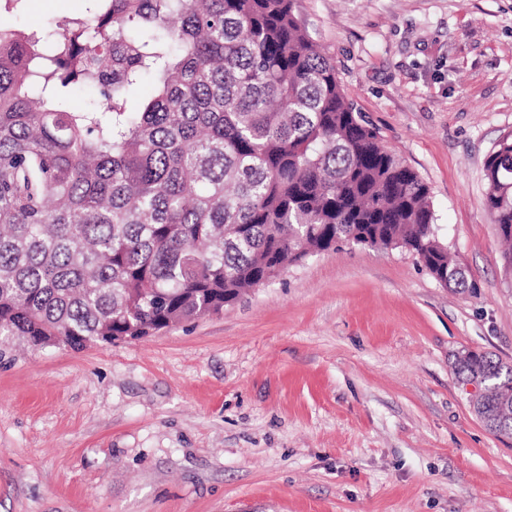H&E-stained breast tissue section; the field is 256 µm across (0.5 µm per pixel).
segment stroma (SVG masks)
<instances>
[{
	"mask_svg": "<svg viewBox=\"0 0 512 512\" xmlns=\"http://www.w3.org/2000/svg\"><path fill=\"white\" fill-rule=\"evenodd\" d=\"M85 0H23L46 31ZM347 97L429 186L466 269L309 257L218 314L74 351L0 346V512H512V437L457 353L512 363L484 165L512 133V0H294Z\"/></svg>",
	"mask_w": 512,
	"mask_h": 512,
	"instance_id": "35a3bbf8",
	"label": "stroma"
}]
</instances>
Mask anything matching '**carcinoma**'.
I'll use <instances>...</instances> for the list:
<instances>
[{"label": "carcinoma", "instance_id": "carcinoma-1", "mask_svg": "<svg viewBox=\"0 0 512 512\" xmlns=\"http://www.w3.org/2000/svg\"><path fill=\"white\" fill-rule=\"evenodd\" d=\"M37 37L0 22V338L81 350L218 313L368 237L445 285L428 185L347 98L294 0H87ZM152 96L128 106L142 77ZM99 89L82 111L76 85ZM484 200L512 241V134ZM473 408L512 435V364L466 351Z\"/></svg>", "mask_w": 512, "mask_h": 512}]
</instances>
